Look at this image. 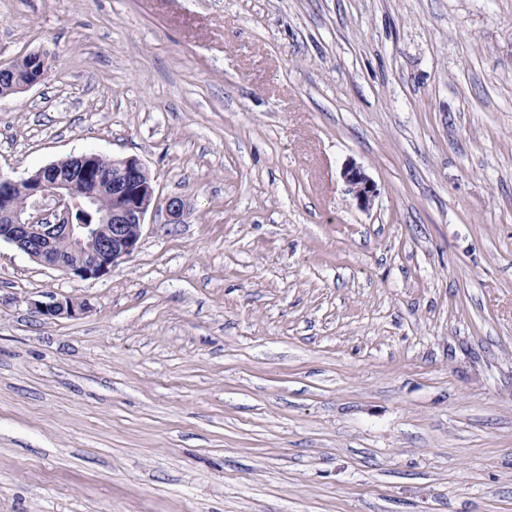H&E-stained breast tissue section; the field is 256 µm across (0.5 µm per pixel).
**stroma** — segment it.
Listing matches in <instances>:
<instances>
[{"label": "stroma", "instance_id": "1", "mask_svg": "<svg viewBox=\"0 0 512 512\" xmlns=\"http://www.w3.org/2000/svg\"><path fill=\"white\" fill-rule=\"evenodd\" d=\"M31 52L0 175L189 211L99 279L0 243V512H512V0H0ZM25 63L27 67V76L23 79L19 76L18 68ZM49 71L46 56L40 52L29 53L22 58L14 61L9 66L0 67V84L5 80L10 81V86L3 93H0V98H4L15 93H18L26 88L40 84L45 81ZM341 174L356 205L363 210L369 209L378 194L375 182L361 166L352 162L344 165ZM38 312L49 319L56 317H75L88 310L87 304L77 303L69 298L53 299L49 303H36Z\"/></svg>", "mask_w": 512, "mask_h": 512}]
</instances>
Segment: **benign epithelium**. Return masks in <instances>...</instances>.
Here are the masks:
<instances>
[{
  "instance_id": "obj_1",
  "label": "benign epithelium",
  "mask_w": 512,
  "mask_h": 512,
  "mask_svg": "<svg viewBox=\"0 0 512 512\" xmlns=\"http://www.w3.org/2000/svg\"><path fill=\"white\" fill-rule=\"evenodd\" d=\"M49 71L46 56L29 53L9 66L0 67V82L10 81L4 98L45 81ZM99 157L86 153L49 164L39 176L14 180L0 176V242L12 244L35 261L82 279H98L137 248L146 216L158 204L155 188L145 166L136 157L114 158L102 167ZM342 177L356 205L370 208L378 189L364 169L349 162ZM81 179L84 190L76 194L71 182ZM112 206L101 210L100 223L74 224L77 209L100 207L105 193ZM25 199L24 208L15 197ZM165 208L170 221H181L186 200L170 197ZM38 312L49 318L75 317L88 306L69 298L37 302Z\"/></svg>"
}]
</instances>
